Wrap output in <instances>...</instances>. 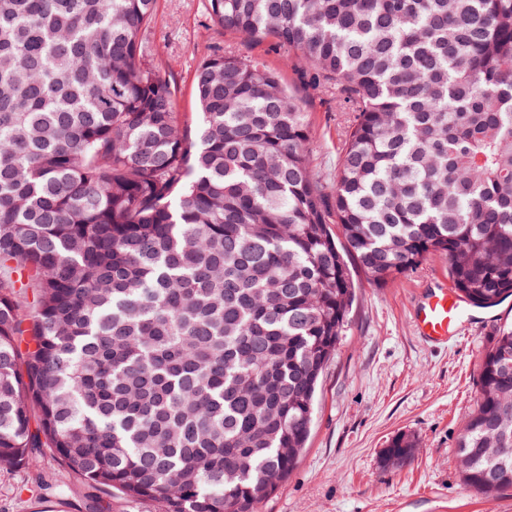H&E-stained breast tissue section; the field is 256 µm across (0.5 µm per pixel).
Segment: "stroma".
I'll return each mask as SVG.
<instances>
[{"label":"stroma","mask_w":512,"mask_h":512,"mask_svg":"<svg viewBox=\"0 0 512 512\" xmlns=\"http://www.w3.org/2000/svg\"><path fill=\"white\" fill-rule=\"evenodd\" d=\"M144 46L171 86L176 111L188 118L196 110L192 75L201 55L218 47L263 58L300 101L313 130L314 165L335 177L346 115L335 96L307 88L301 67L285 65L286 53L273 41L249 43L214 26L203 0H157ZM447 277L438 254L383 286L356 273V303L323 372L307 446L262 512H512V490L482 494L456 463L482 360L499 327L512 323V299L471 307L468 323L447 342H424L411 310L425 288ZM399 436L412 441L411 458L385 463V449ZM34 470L47 491L32 490L29 471L0 469V512H90L95 499L103 512H160L155 502L91 488L53 449L42 450Z\"/></svg>","instance_id":"stroma-1"}]
</instances>
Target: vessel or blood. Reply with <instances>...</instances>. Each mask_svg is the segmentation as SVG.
I'll list each match as a JSON object with an SVG mask.
<instances>
[{
  "mask_svg": "<svg viewBox=\"0 0 512 512\" xmlns=\"http://www.w3.org/2000/svg\"><path fill=\"white\" fill-rule=\"evenodd\" d=\"M466 310L462 298L447 284L427 289L413 313L418 335L433 343L446 342L465 321Z\"/></svg>",
  "mask_w": 512,
  "mask_h": 512,
  "instance_id": "1",
  "label": "vessel or blood"
}]
</instances>
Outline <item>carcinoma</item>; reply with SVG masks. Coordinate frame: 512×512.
Segmentation results:
<instances>
[{"instance_id":"carcinoma-1","label":"carcinoma","mask_w":512,"mask_h":512,"mask_svg":"<svg viewBox=\"0 0 512 512\" xmlns=\"http://www.w3.org/2000/svg\"><path fill=\"white\" fill-rule=\"evenodd\" d=\"M204 3L341 92L336 176L262 60L202 55L180 120L144 59L156 0H0V462L52 448L161 512H260L308 438L354 268L386 285L441 254L473 305L512 296V0ZM478 386L458 464L498 493L512 326Z\"/></svg>"}]
</instances>
